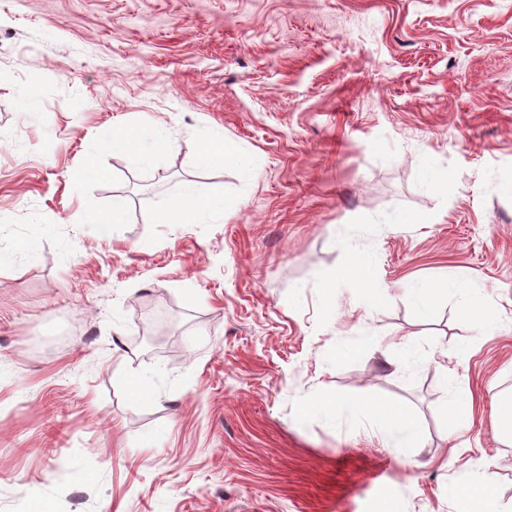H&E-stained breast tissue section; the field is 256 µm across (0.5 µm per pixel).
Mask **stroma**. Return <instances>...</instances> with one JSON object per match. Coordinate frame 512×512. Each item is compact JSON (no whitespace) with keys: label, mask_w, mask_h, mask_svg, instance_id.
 Returning a JSON list of instances; mask_svg holds the SVG:
<instances>
[{"label":"stroma","mask_w":512,"mask_h":512,"mask_svg":"<svg viewBox=\"0 0 512 512\" xmlns=\"http://www.w3.org/2000/svg\"><path fill=\"white\" fill-rule=\"evenodd\" d=\"M135 123L177 148L111 150ZM221 138L252 181L204 158ZM495 173L512 179V0H0V512H460L452 485L486 512L487 471L512 512L490 424L512 333L477 335L443 297L419 320L403 295L469 275L512 322ZM188 182L230 202L223 223L135 202ZM358 221L378 225L373 303L317 286ZM156 305L181 327L151 332ZM368 328L382 354L348 350ZM405 337L446 366L392 372ZM339 399L402 409L424 447L328 425ZM210 155L225 159H233L239 168L246 174L250 172L252 167L251 158L247 154L243 153L232 141L222 139L218 141L214 146H210V150L206 151V156ZM463 394L462 387L452 378L448 383L446 406H448V409L461 421L468 422L472 417V406L470 402L465 401Z\"/></svg>","instance_id":"obj_1"}]
</instances>
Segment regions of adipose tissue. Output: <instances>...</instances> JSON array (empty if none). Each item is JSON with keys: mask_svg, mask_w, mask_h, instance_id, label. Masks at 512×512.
<instances>
[{"mask_svg": "<svg viewBox=\"0 0 512 512\" xmlns=\"http://www.w3.org/2000/svg\"><path fill=\"white\" fill-rule=\"evenodd\" d=\"M112 145L130 150L142 162L149 164L154 162L160 150L175 148L177 142L168 129L143 126L130 137L113 139ZM158 219L163 224L177 220L196 224H220L224 221V208L204 202L195 185L191 184L178 198L165 201L159 206ZM440 293L454 299L456 312L465 322L484 332L499 329L500 323L493 313L483 314L479 311L484 303L483 286L474 278L454 277L438 284L419 283L409 291L420 316L424 318L432 315L433 300ZM343 413L352 421L361 417L377 416L382 424V435L390 447L419 448L424 444L423 434L404 419L397 408L340 400L329 412L328 419L336 421Z\"/></svg>", "mask_w": 512, "mask_h": 512, "instance_id": "obj_1", "label": "adipose tissue"}]
</instances>
